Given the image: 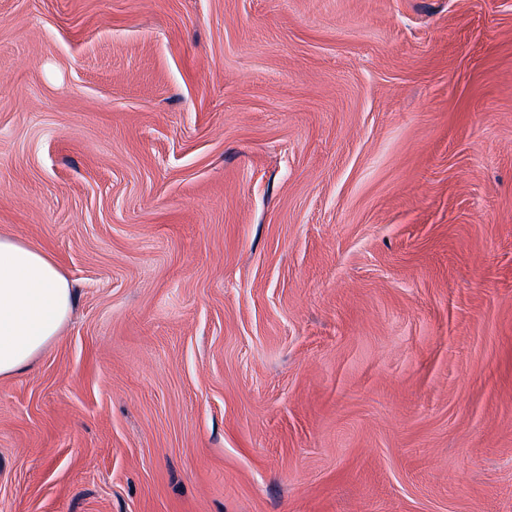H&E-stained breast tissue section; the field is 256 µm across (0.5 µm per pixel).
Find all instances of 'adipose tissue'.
Masks as SVG:
<instances>
[{
    "mask_svg": "<svg viewBox=\"0 0 512 512\" xmlns=\"http://www.w3.org/2000/svg\"><path fill=\"white\" fill-rule=\"evenodd\" d=\"M73 290L41 247L0 234V379L25 372L68 323Z\"/></svg>",
    "mask_w": 512,
    "mask_h": 512,
    "instance_id": "1",
    "label": "adipose tissue"
}]
</instances>
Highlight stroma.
Here are the masks:
<instances>
[{
    "label": "stroma",
    "mask_w": 512,
    "mask_h": 512,
    "mask_svg": "<svg viewBox=\"0 0 512 512\" xmlns=\"http://www.w3.org/2000/svg\"><path fill=\"white\" fill-rule=\"evenodd\" d=\"M0 234V512H512V0H0ZM73 289L55 258L0 234V379L25 372L68 323Z\"/></svg>",
    "instance_id": "obj_1"
}]
</instances>
